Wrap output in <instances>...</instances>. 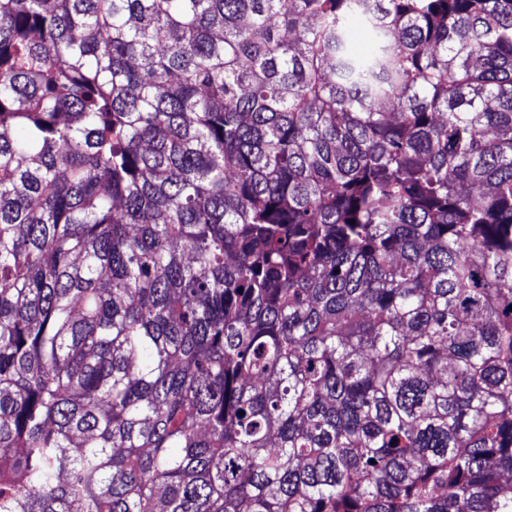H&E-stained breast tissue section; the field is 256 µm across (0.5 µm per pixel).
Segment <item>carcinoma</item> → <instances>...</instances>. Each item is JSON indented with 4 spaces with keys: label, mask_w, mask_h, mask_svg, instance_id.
<instances>
[{
    "label": "carcinoma",
    "mask_w": 512,
    "mask_h": 512,
    "mask_svg": "<svg viewBox=\"0 0 512 512\" xmlns=\"http://www.w3.org/2000/svg\"><path fill=\"white\" fill-rule=\"evenodd\" d=\"M0 512H512V0H0Z\"/></svg>",
    "instance_id": "cac0c4a2"
}]
</instances>
